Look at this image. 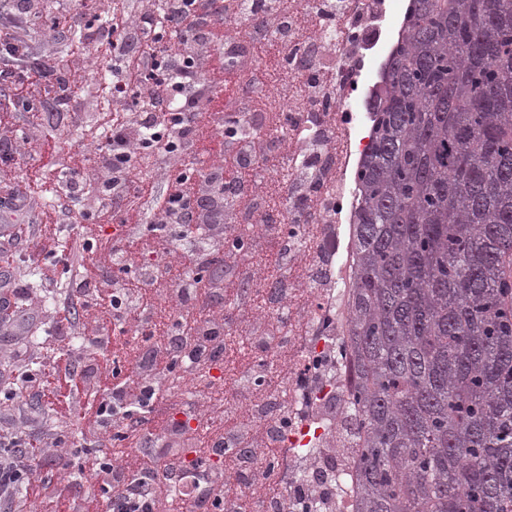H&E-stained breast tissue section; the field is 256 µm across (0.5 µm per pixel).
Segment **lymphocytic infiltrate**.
<instances>
[{"label": "lymphocytic infiltrate", "mask_w": 512, "mask_h": 512, "mask_svg": "<svg viewBox=\"0 0 512 512\" xmlns=\"http://www.w3.org/2000/svg\"><path fill=\"white\" fill-rule=\"evenodd\" d=\"M237 7L251 22L275 26L277 37L258 42L256 53H276L287 70L280 38L288 33V0H167L161 8L155 0H57L44 39L67 29L79 32V41L65 61L45 55L20 69L0 98V330L25 364L17 373L0 369L10 383L0 410H18V394L31 392L48 413L40 432L0 434L7 450L0 497L22 484L17 512H176L168 488L182 478L174 446L181 432L155 407L168 395L175 363L223 354L224 312L243 288L224 280V200L249 206L247 190L255 185L237 148V122L225 115L227 104L250 96V80L224 61L226 34L250 35L232 25ZM94 56L121 61L104 83L112 111L82 122L89 145L68 155L64 179L49 183L40 168L16 175L31 153H55L56 142L39 134L53 119L47 100L69 97ZM21 109L30 114L23 129L15 123ZM149 161L156 175L146 173ZM35 200L44 206L33 224ZM89 218L115 225V233L80 232L65 245L63 224ZM30 246L44 257L39 279L51 294L61 284L54 258L69 253L70 292L80 305H55L51 323L60 332L80 331L76 351L31 352L44 322L17 276L18 255ZM159 253L175 254V263H149ZM165 275L167 289L159 286ZM115 333L149 345L112 343ZM110 343L113 359L82 366V357ZM223 443L220 422L199 437L204 491L183 494L185 512H224L232 485L207 466ZM49 446L77 450V476L102 478L104 493L78 492L77 477H34L31 464Z\"/></svg>", "instance_id": "obj_1"}]
</instances>
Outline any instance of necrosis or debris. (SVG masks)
<instances>
[{
  "label": "necrosis or debris",
  "instance_id": "1",
  "mask_svg": "<svg viewBox=\"0 0 512 512\" xmlns=\"http://www.w3.org/2000/svg\"><path fill=\"white\" fill-rule=\"evenodd\" d=\"M405 0H297L288 11L289 57L307 71L295 93L285 95L281 120L288 133V223L260 219L271 205L252 193L249 208L224 205V236L277 237L283 254L277 282H246L231 320L252 329L249 368L233 396L242 419L225 433L224 452L211 462L256 512H279L263 491L272 469L293 512H354L358 494L355 423L348 393L355 364L349 336L352 278L350 221L354 175L369 142L366 99L352 96L355 73L376 64L373 41L384 22L405 18ZM336 71V84L318 88L311 73ZM252 446L239 450L240 435Z\"/></svg>",
  "mask_w": 512,
  "mask_h": 512
}]
</instances>
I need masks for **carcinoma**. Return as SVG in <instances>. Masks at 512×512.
<instances>
[{"instance_id": "cac0c4a2", "label": "carcinoma", "mask_w": 512, "mask_h": 512, "mask_svg": "<svg viewBox=\"0 0 512 512\" xmlns=\"http://www.w3.org/2000/svg\"><path fill=\"white\" fill-rule=\"evenodd\" d=\"M354 192L356 512H512V0H410Z\"/></svg>"}]
</instances>
